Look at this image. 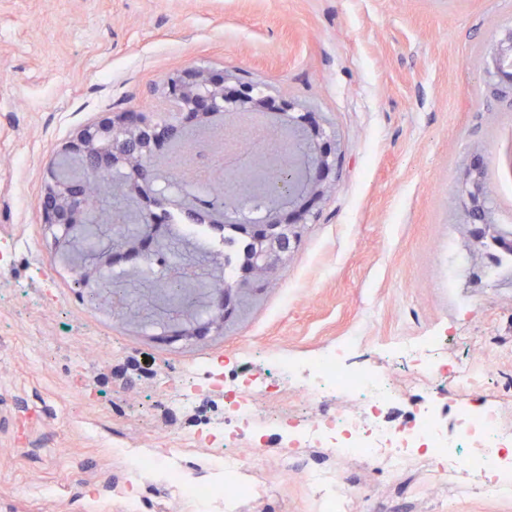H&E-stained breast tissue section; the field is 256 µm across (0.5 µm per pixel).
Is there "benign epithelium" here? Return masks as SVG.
Returning <instances> with one entry per match:
<instances>
[{"label": "benign epithelium", "instance_id": "1", "mask_svg": "<svg viewBox=\"0 0 512 512\" xmlns=\"http://www.w3.org/2000/svg\"><path fill=\"white\" fill-rule=\"evenodd\" d=\"M492 58L493 69L487 76L495 89L512 95V66L505 65L512 61L511 27L493 47ZM160 106L176 113V120L160 124L139 111L114 112L83 126L62 145L60 155L75 160L79 172L66 178L54 164L46 170L40 203L45 224L53 230L55 250L74 246L76 233L92 224L110 227L108 244L77 268L79 287L98 295L104 291V274L118 262L129 256L144 262L156 253L159 225L149 204L157 201L183 210L196 201L187 190L163 199L157 167L162 147L183 135L192 116L195 124L205 126L218 113L259 115L266 118L267 134L282 145L281 153L254 154L245 164L224 172V187L211 190L208 210L220 223L248 225L255 237L256 257L248 280L237 281V287L269 281L286 260L288 239L309 223L335 186L336 156L326 120L319 112L300 110L290 101L254 91L234 70L216 74L201 65L168 80ZM485 167L486 157L476 154L464 171L468 205L460 220L484 229L495 224L481 181ZM92 197L100 200L94 209L86 203ZM246 198L262 204L263 218L255 225L243 217ZM206 298L209 321L201 326L189 319L180 335L193 337L224 329V321L233 313L230 290L215 286L206 290Z\"/></svg>", "mask_w": 512, "mask_h": 512}]
</instances>
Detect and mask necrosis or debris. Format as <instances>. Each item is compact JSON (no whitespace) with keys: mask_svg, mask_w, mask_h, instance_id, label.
<instances>
[{"mask_svg":"<svg viewBox=\"0 0 512 512\" xmlns=\"http://www.w3.org/2000/svg\"><path fill=\"white\" fill-rule=\"evenodd\" d=\"M223 161L207 139L200 140L186 159V168L195 174L190 187L198 200L209 199L206 174L219 169ZM408 348L416 360L415 383L433 385L444 370L442 339L432 336L409 343ZM310 367L309 380L294 391L298 405L314 408L329 391L351 396L352 401L304 425L295 423L287 412L264 410L262 397L248 382L228 379L224 357H214L203 373L181 375L189 400L223 392L224 423L194 430L181 448L123 449L130 498L139 497L143 474L154 471L165 474L169 493L191 502L197 512H216L224 505L261 496L266 485L257 478L264 469L259 450L272 432L287 435L284 458H305L315 448L325 455V462L306 474L308 489L322 512H351L359 492L340 482L338 467L352 458L394 478L420 472L436 489L467 483L490 496L512 495V427L504 424V408L498 402H486L478 409L460 406L449 434L438 412L425 404L416 405L407 421L389 419L386 409L399 396L389 378L363 367H347L332 353L316 356ZM193 448L206 449L201 462L190 460ZM197 466L205 470V478L189 479V471Z\"/></svg>","mask_w":512,"mask_h":512,"instance_id":"obj_1","label":"necrosis or debris"}]
</instances>
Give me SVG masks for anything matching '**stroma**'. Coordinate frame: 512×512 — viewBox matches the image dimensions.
I'll list each match as a JSON object with an SVG mask.
<instances>
[{
	"mask_svg": "<svg viewBox=\"0 0 512 512\" xmlns=\"http://www.w3.org/2000/svg\"><path fill=\"white\" fill-rule=\"evenodd\" d=\"M509 27L512 0H0V251L14 254L0 271V512H43L50 493L55 512H194L157 474L142 509L128 507L112 442L172 448L222 423L223 395L186 403L173 376L247 341L237 370L262 381L270 350L304 362L358 337L353 364L434 401L449 426L453 374L417 387L395 352L442 336L455 364L497 352L469 400L512 407V273L489 275L486 247L459 221L461 171L482 152L497 227L512 230V100L485 73ZM200 64L321 112L337 166L275 278L233 291L223 332L186 338L137 261L114 291L79 288L37 200L62 142L107 113L155 110L167 79ZM177 224L184 260L223 277V225ZM306 467L271 473L239 512H319ZM339 475L362 484L358 512H512V500L424 489L417 475L391 484L359 459Z\"/></svg>",
	"mask_w": 512,
	"mask_h": 512,
	"instance_id": "stroma-1",
	"label": "stroma"
}]
</instances>
